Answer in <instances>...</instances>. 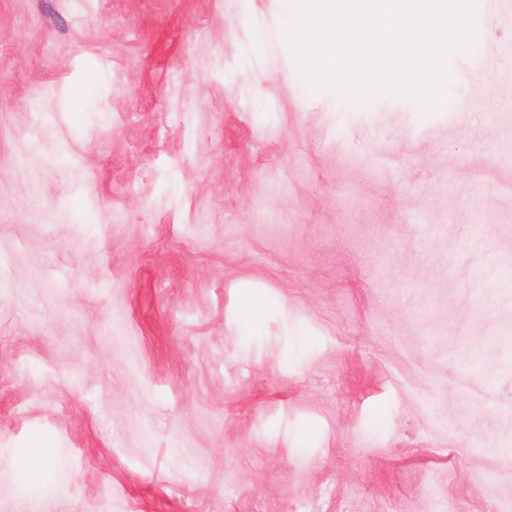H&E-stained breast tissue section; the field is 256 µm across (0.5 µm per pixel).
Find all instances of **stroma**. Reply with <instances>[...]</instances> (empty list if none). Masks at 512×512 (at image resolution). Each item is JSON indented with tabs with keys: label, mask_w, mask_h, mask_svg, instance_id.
<instances>
[{
	"label": "stroma",
	"mask_w": 512,
	"mask_h": 512,
	"mask_svg": "<svg viewBox=\"0 0 512 512\" xmlns=\"http://www.w3.org/2000/svg\"><path fill=\"white\" fill-rule=\"evenodd\" d=\"M283 17L0 0V512H512V0L431 114ZM17 465L22 468L28 480L35 485L41 483L42 472L46 461L42 453L37 448H28L17 457Z\"/></svg>",
	"instance_id": "1"
}]
</instances>
